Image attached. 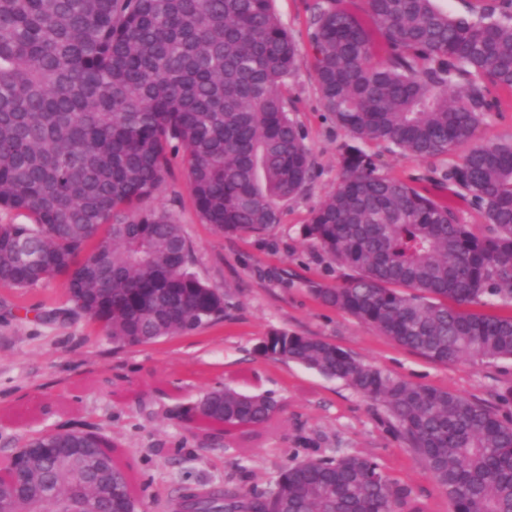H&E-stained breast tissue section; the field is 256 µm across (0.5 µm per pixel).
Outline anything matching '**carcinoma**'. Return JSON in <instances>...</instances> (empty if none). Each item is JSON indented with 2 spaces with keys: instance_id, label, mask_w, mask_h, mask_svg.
Masks as SVG:
<instances>
[{
  "instance_id": "obj_1",
  "label": "carcinoma",
  "mask_w": 512,
  "mask_h": 512,
  "mask_svg": "<svg viewBox=\"0 0 512 512\" xmlns=\"http://www.w3.org/2000/svg\"><path fill=\"white\" fill-rule=\"evenodd\" d=\"M274 0H0V282L57 276L67 301L116 346L192 332L224 316V297L192 271L194 251L166 210L146 208L184 150L202 219L227 237L279 223V203L315 173L288 113L304 63ZM309 57L323 109L353 144L304 236L348 271L310 293L445 365L512 358V140L482 137L512 106V0H314ZM364 144L428 161L459 150L416 185L379 172ZM474 216L479 223L471 224ZM261 352L345 382L383 404L454 512H512V419L415 385L316 336L271 332ZM269 395L229 385L184 408L212 437H245L279 413ZM87 448L110 487L82 476ZM13 512H136L117 447L75 428L32 437L0 464ZM170 512H420L371 457L344 453L283 469L263 493H184Z\"/></svg>"
}]
</instances>
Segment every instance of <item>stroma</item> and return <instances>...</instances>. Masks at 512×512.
<instances>
[{"mask_svg":"<svg viewBox=\"0 0 512 512\" xmlns=\"http://www.w3.org/2000/svg\"><path fill=\"white\" fill-rule=\"evenodd\" d=\"M312 2L274 0L303 53L309 50ZM288 101L290 117L307 134L316 175L281 205L272 229L227 238L205 224L181 154L148 201L181 224L195 252L194 272L224 296L223 319L189 334L119 348L71 313L61 299L65 279L31 290L0 285V460L35 435L91 426L120 446L131 467L137 512H169L185 487L226 483L262 492L283 468L342 451L374 458L391 480L411 489L422 512H451L381 404L343 381L258 352L276 329L316 336L391 376L495 410L501 407L498 392L512 386V359L469 355L438 364L312 297L310 282L338 285L345 278L301 228L335 188L346 138L323 112L309 67L289 77ZM224 384L270 395L282 411L250 439H212L180 411Z\"/></svg>","mask_w":512,"mask_h":512,"instance_id":"1","label":"stroma"}]
</instances>
